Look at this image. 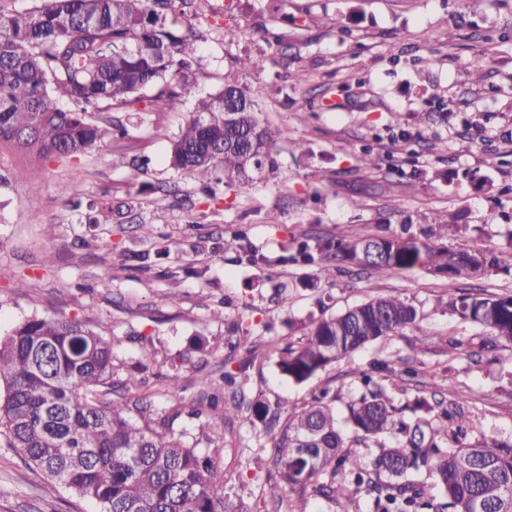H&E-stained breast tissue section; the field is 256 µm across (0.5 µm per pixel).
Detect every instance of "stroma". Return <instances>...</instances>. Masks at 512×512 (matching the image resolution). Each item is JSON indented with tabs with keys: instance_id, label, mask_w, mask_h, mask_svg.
<instances>
[{
	"instance_id": "stroma-1",
	"label": "stroma",
	"mask_w": 512,
	"mask_h": 512,
	"mask_svg": "<svg viewBox=\"0 0 512 512\" xmlns=\"http://www.w3.org/2000/svg\"><path fill=\"white\" fill-rule=\"evenodd\" d=\"M201 0L203 32L191 94L225 81L265 89L263 115L283 136L268 179L226 192L206 204L199 188L169 166L171 141L186 112L144 99L131 138L106 141L74 163L45 162L27 180L0 186V336L38 316H75L114 343L115 381L134 378L156 417L174 415L173 429L216 460L224 496L236 512H375L374 495L331 500L313 488L284 490L262 424L215 419L201 431L187 412L199 403L198 380L230 371L247 397L285 400L301 409L323 390L335 395L346 451L373 461L371 441L358 440L345 419L363 392L361 372L402 359L408 375L385 386L396 406L415 393L462 405L469 437L512 440V363L483 347L488 331L449 312L446 279L414 271L357 267L321 280L314 267L283 259L290 239L345 235L350 225L464 224L452 247L479 242L512 266V0ZM283 35L286 53L269 47ZM266 51L264 70L243 71L233 58ZM483 54L475 83L459 65ZM432 58L423 66L424 58ZM403 115L390 127L389 115ZM417 112L433 113L427 124ZM313 155L297 161L294 144ZM373 148L375 170L359 156ZM149 158L147 171L112 164L115 154ZM424 178L411 179L413 169ZM128 201L139 194L136 225L89 224L61 196ZM174 185L175 199L157 210L152 187ZM244 232L266 261L246 262L224 239ZM161 252L143 268V252ZM395 295L417 310L404 335L376 342L297 384L277 361L299 345L311 324L370 298ZM456 339L460 348L451 349ZM178 375V390L168 378ZM0 512H101L100 505L43 475L0 435Z\"/></svg>"
}]
</instances>
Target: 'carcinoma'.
<instances>
[{
    "mask_svg": "<svg viewBox=\"0 0 512 512\" xmlns=\"http://www.w3.org/2000/svg\"><path fill=\"white\" fill-rule=\"evenodd\" d=\"M198 0H38L24 11L0 12V152L20 155L30 168L48 160H80L105 140L130 136V117L95 120L94 112L126 109L156 90L154 100L179 111L186 103L190 78L199 60L203 35L189 22L179 29L166 24L171 14L197 15ZM264 54L236 58L244 71L264 69ZM461 66L480 82L485 61L478 55ZM263 91L226 83L195 99L189 117L172 140L171 168L200 184L206 198L224 201L214 189L249 183L277 168L273 147L282 129L265 119L259 105ZM239 109L233 123L224 106ZM87 210L90 224L123 223L132 206L100 199L69 200ZM457 224H428L419 233L366 234L359 224L339 239L295 241L286 259L313 263L320 275L338 276L343 264L358 265L364 245L378 247L375 271L415 269L448 279V309L462 320L488 330L512 360V296L455 297L457 278L482 275L499 259L478 243L466 248L446 244ZM224 251L251 264L265 256L243 233L224 239ZM416 308L388 296L370 299L347 311L312 323L300 346L285 349L278 360L282 374L303 383L359 349L398 336L417 320ZM375 379L362 377L365 392L349 404L348 420L363 440L379 443L372 463L344 452L336 409L328 393L313 398L280 422L288 406L275 408L246 398L243 384L225 372L198 382L201 402L224 416L245 414L264 423L273 442L274 464L283 487L315 486L336 500L359 489L366 476L377 477L374 491L383 512H512V443L496 438L463 443L468 421L455 408L436 410L417 395L412 421L398 416L383 382L395 368L383 362ZM112 342L86 328L76 317H32L0 338V428L11 448H18L50 480L96 500L102 512H235L224 497V482L214 458L203 456L172 429L173 419L153 418L152 405L140 397L112 398ZM448 423L452 448L440 451L433 422ZM337 483L321 481L328 474ZM443 491L433 504L428 480Z\"/></svg>",
    "mask_w": 512,
    "mask_h": 512,
    "instance_id": "obj_1",
    "label": "carcinoma"
}]
</instances>
